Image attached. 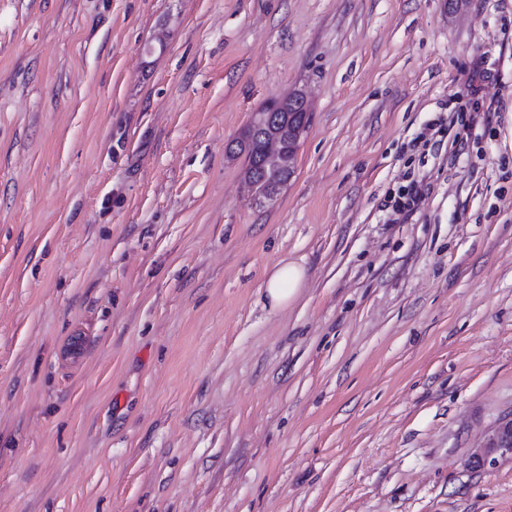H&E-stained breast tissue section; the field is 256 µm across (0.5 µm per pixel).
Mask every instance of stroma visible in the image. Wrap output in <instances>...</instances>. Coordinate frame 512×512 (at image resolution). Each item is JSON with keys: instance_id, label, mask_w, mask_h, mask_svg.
<instances>
[{"instance_id": "obj_1", "label": "stroma", "mask_w": 512, "mask_h": 512, "mask_svg": "<svg viewBox=\"0 0 512 512\" xmlns=\"http://www.w3.org/2000/svg\"><path fill=\"white\" fill-rule=\"evenodd\" d=\"M511 414L512 0H0V512H512ZM288 100V97L284 98ZM284 110L281 108L280 112H276V119L279 120L283 125L287 126V131L284 134L285 139L283 140V152L285 154L286 167L284 168V172L282 175L281 181H288V176H290V171L288 166L292 169L295 166L297 160V152L299 149L300 139L303 134L309 129L311 123V116L309 115L304 124H302L303 112H301L298 102H294L291 105V99L288 100V103H285ZM288 126L293 129L294 134L288 140ZM280 100H269L264 103L257 111L251 114L249 125L241 131L239 137L233 139L227 144V154L232 157L245 156L244 178L252 192L253 199L257 202L258 199L265 197L277 190L267 179H264L259 167V156L264 139L260 134L267 135L266 131L255 132L251 127L262 128L270 125L274 120L271 113H265L268 106L278 103ZM277 198V194H271L269 197L261 199V204L271 203ZM260 205V204H259ZM282 140L280 134H272L267 137L266 142V172L277 174L283 165L282 161ZM305 280V269L293 261H280L268 273L263 285L264 296L271 311L291 304ZM512 458V417L504 418L474 448L465 460L470 470L496 466L500 460Z\"/></svg>"}]
</instances>
